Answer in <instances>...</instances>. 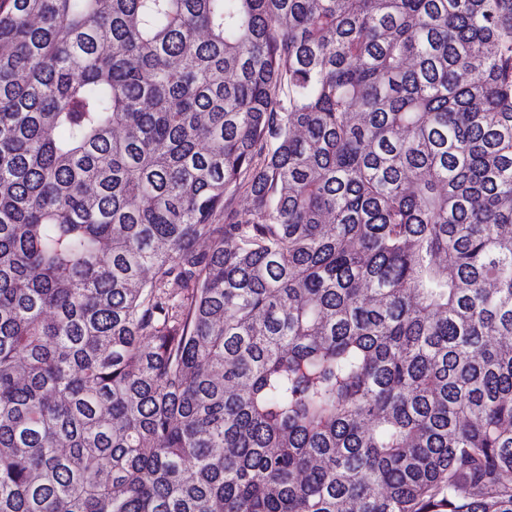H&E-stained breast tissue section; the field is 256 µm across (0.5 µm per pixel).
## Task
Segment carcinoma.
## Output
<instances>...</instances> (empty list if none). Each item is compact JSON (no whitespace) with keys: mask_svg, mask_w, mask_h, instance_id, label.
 Masks as SVG:
<instances>
[{"mask_svg":"<svg viewBox=\"0 0 512 512\" xmlns=\"http://www.w3.org/2000/svg\"><path fill=\"white\" fill-rule=\"evenodd\" d=\"M496 336L512 0H0V512H512Z\"/></svg>","mask_w":512,"mask_h":512,"instance_id":"obj_1","label":"carcinoma"}]
</instances>
